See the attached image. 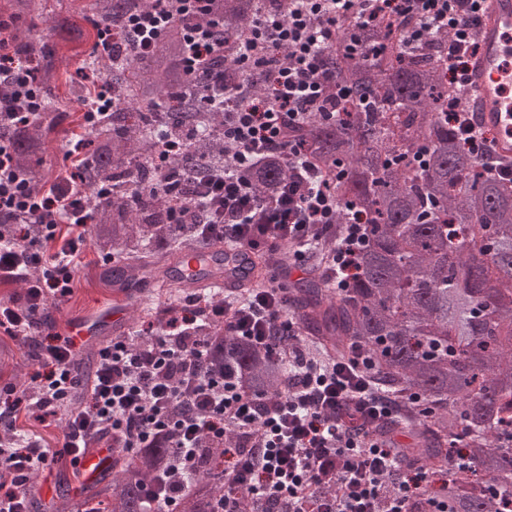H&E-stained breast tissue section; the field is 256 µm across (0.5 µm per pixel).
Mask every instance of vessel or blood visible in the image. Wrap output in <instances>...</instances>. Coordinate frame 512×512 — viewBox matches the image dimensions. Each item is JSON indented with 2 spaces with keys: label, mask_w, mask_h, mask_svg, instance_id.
I'll return each instance as SVG.
<instances>
[{
  "label": "vessel or blood",
  "mask_w": 512,
  "mask_h": 512,
  "mask_svg": "<svg viewBox=\"0 0 512 512\" xmlns=\"http://www.w3.org/2000/svg\"><path fill=\"white\" fill-rule=\"evenodd\" d=\"M480 51L471 57L467 72V107L476 128L485 130L500 124L512 128V98L499 99L497 85L512 86V0H483L479 24ZM234 252L221 245L206 252L183 254L170 271L172 282L188 281L200 288L236 291L248 287V280L223 272L225 258ZM127 322L122 307H106L69 326L68 331L83 342L98 344L117 334Z\"/></svg>",
  "instance_id": "obj_1"
}]
</instances>
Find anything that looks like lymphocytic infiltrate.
<instances>
[{"label": "lymphocytic infiltrate", "mask_w": 512, "mask_h": 512, "mask_svg": "<svg viewBox=\"0 0 512 512\" xmlns=\"http://www.w3.org/2000/svg\"><path fill=\"white\" fill-rule=\"evenodd\" d=\"M480 0H290L287 13L261 11L236 39L217 37L209 0H151L131 15L103 48L115 64L143 61L173 21L183 25L184 67L204 87L206 102L224 115L230 165L192 166L172 189L177 206L170 221L194 225L209 241L258 251L277 241L316 244L318 227L336 221L339 203L319 167L302 146L285 139L287 129L312 113L327 120L343 116L350 94L327 64L338 27L404 22L401 44L416 50L428 35L447 34L440 65L451 91L445 110H461L466 85L463 59L478 46ZM233 57L248 75L260 77L261 96H245L224 84L218 59ZM34 58H20L0 43V223L15 225L11 240L0 239V283L36 279L22 294L0 302V334L35 337L39 369L33 393L0 388V512H28L32 477L59 459L78 465L93 448H151L166 441L169 462L145 489L149 504L175 512L177 499L199 471L208 448L223 445L227 429L237 441L224 451V494L214 512H241L252 500L259 512H410L436 475L408 466L385 443L362 435L358 422L394 416L393 399L370 384L373 354L315 367L293 350L290 394L272 400L247 393L233 370L218 371L208 344L193 329L205 314L222 318L228 332L272 348L280 330L296 332L284 313L283 289L254 290L240 303L209 306L204 296L167 316L145 323L147 347L131 337L100 348L94 373L80 378L74 368L73 338L46 331L41 319L63 302L73 284L97 222L94 199L111 187L84 190L77 170L88 157L81 143L66 141L65 175L36 189L18 173L10 128L39 116L46 104ZM287 156L293 176L265 199L253 190V170L264 158ZM367 218L352 215L336 242L329 277L339 290L351 287L367 245ZM65 416L61 447L37 430Z\"/></svg>", "instance_id": "obj_1"}]
</instances>
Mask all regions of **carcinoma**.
Wrapping results in <instances>:
<instances>
[{"label":"carcinoma","instance_id":"carcinoma-1","mask_svg":"<svg viewBox=\"0 0 512 512\" xmlns=\"http://www.w3.org/2000/svg\"><path fill=\"white\" fill-rule=\"evenodd\" d=\"M288 0H211V14L224 21V36L233 38L265 9L284 12ZM150 7V0H91L96 16L88 31L59 14L46 34L20 22L34 18L36 0H0V14L12 20L8 38L21 55L36 56L41 84L56 86L61 44L93 40L94 52L77 72L91 70L112 87L115 104L106 123L78 135L91 162L81 177L92 190L107 182L112 198L97 204L105 239L97 250L112 254L116 264L103 270L106 283L141 285L159 279L170 261L186 251L211 247L189 225L169 224L172 199L156 194L162 172L155 167L158 133L180 135L187 126L202 134L193 143L192 159L224 162V117L204 103V91L190 82L181 66L183 29L169 26L146 60L125 67L98 51L101 31L114 29L129 16ZM448 37L433 34L427 44L403 52L397 28L341 27L328 56L336 81L350 87L352 101L342 121L312 115L299 140L327 173L343 205L337 223L319 240L316 260L303 276H285L288 312L300 322L299 335L282 331L281 348L301 344L319 364L343 362L354 348L376 356L372 384L382 394L421 397L417 404L387 422L359 427L362 432L401 443L404 460L417 462L448 481L447 512H496L497 495L512 499V183L484 173L460 146L455 126L440 115L448 98V79L439 59ZM74 100L94 97L92 83L73 82ZM162 102L157 111L153 104ZM57 105L48 102L31 124L11 130L15 164L34 187L55 179L44 165L49 135L57 124ZM424 153L426 162L411 164ZM253 181L260 196L291 176L280 157L261 162ZM367 214L368 245L359 260L352 288L341 291L322 276L318 261L329 260L350 211ZM295 247L282 245L264 255L268 275L282 273L294 261ZM195 294L183 284L157 296L143 293L130 301L128 332L143 321H161L155 307L176 310ZM200 334L209 337L211 365H226L243 388L268 398L288 395L283 355L253 346L208 321ZM11 365L12 384L20 366L10 344L0 342V365ZM464 452L472 468L454 464ZM169 449H112V470L87 487V497L73 503L59 493L55 512H148L144 486L164 470ZM209 461L198 471L177 503L178 512H212L224 495V475L213 462L224 449H208Z\"/></svg>","mask_w":512,"mask_h":512}]
</instances>
